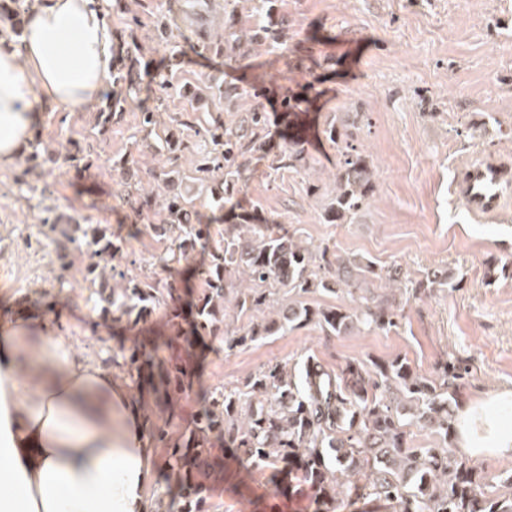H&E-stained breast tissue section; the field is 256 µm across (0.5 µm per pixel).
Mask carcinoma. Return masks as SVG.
Instances as JSON below:
<instances>
[{"label":"carcinoma","instance_id":"obj_1","mask_svg":"<svg viewBox=\"0 0 512 512\" xmlns=\"http://www.w3.org/2000/svg\"><path fill=\"white\" fill-rule=\"evenodd\" d=\"M26 0H0V37L22 35ZM267 23L242 35L234 22L224 24L217 43L202 45L216 55L237 60L268 40L285 45L288 27L266 11ZM135 40L118 38L113 58L112 89L105 92L98 125L106 129L112 116L132 106L144 78L150 76L141 62ZM302 99L285 93L280 110L285 118L301 112ZM146 136L156 135L152 151L178 160L186 149L177 126L160 128L157 113L140 109ZM268 116L256 106L229 122L214 117L196 134L197 152L188 172L164 165L151 171L154 187L138 195L134 209L146 219L143 230L170 243L157 260L160 272L139 277L118 269L123 243L111 227L102 224H50L39 219L40 233L60 252L84 240L89 252L85 280L99 302L97 325L126 321L135 327L161 314L165 332L150 348L134 346L123 356L128 373L150 372L149 392L155 404L179 417L177 403L201 392L190 421L176 437L162 427H150L151 438L166 448L163 464L168 483L182 500L181 512H207L212 484L224 480V463L213 454L216 443L229 441L241 461L271 475L295 476L309 491L316 512H344L361 504V512H512V495L488 491L481 472L449 448L406 447L407 419L449 436L454 430L455 402L466 364L449 360L436 379L414 372L410 363L395 358L384 364L349 360L329 369L311 358L292 374L279 364L261 368L245 388H202L195 374L193 337L218 336L231 350L261 336L307 322H316L328 335L340 336L361 326L389 330L398 324L401 303L361 295L357 306L313 309L302 301L281 306L279 318L238 333L224 329L227 292L238 290L235 307L242 312L261 311L267 296L280 288L301 295L311 288L329 292L343 285L361 291L373 262L341 260L311 251L291 236L273 231V221L257 207L239 213L230 209L232 227L217 233L213 224L192 219L195 199L191 185L207 183L216 207L231 203L239 178L252 157L266 143ZM327 141L340 155L335 176V196L323 212L327 224L352 217L367 203L374 187L366 155L353 146L348 134L332 122L323 129ZM283 166L303 167L308 154L299 139L288 142ZM202 245L209 261L200 271L202 287L191 305V321L172 306L174 265L188 260ZM446 271H434L418 283L415 293L431 294L436 288L457 287Z\"/></svg>","mask_w":512,"mask_h":512}]
</instances>
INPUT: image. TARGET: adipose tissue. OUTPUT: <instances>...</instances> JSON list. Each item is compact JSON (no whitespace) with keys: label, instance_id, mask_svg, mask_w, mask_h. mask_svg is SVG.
<instances>
[{"label":"adipose tissue","instance_id":"1","mask_svg":"<svg viewBox=\"0 0 512 512\" xmlns=\"http://www.w3.org/2000/svg\"><path fill=\"white\" fill-rule=\"evenodd\" d=\"M108 0H33L0 48V165L33 142L44 105L95 103L112 71ZM456 445L512 456V389L462 403ZM153 450L126 382L38 318L0 324V512H146Z\"/></svg>","mask_w":512,"mask_h":512}]
</instances>
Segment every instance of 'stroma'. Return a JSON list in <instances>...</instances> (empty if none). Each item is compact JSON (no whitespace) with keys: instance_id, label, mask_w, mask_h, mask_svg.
Returning a JSON list of instances; mask_svg holds the SVG:
<instances>
[{"instance_id":"obj_1","label":"stroma","mask_w":512,"mask_h":512,"mask_svg":"<svg viewBox=\"0 0 512 512\" xmlns=\"http://www.w3.org/2000/svg\"><path fill=\"white\" fill-rule=\"evenodd\" d=\"M274 14L288 27L287 46L266 44L231 61L200 46L222 34L227 19L245 33L264 23L261 0H112L113 33L133 34L144 58L165 70L169 92L145 84L137 106L104 132L96 107L46 110L34 143L56 164L28 174L19 161L0 165V320L17 307L38 310L100 364L119 349L155 340L157 316L135 327H96L95 296L84 279L87 250L58 257L31 224L49 216L110 225L125 242L122 268L152 274L166 246L141 232L114 163L133 157L141 170L152 166L150 154L134 144L143 106L157 109L162 123L184 121L185 142H196L199 123L187 121L190 105L179 94L189 86L202 96L203 111L224 119L258 101L268 113L267 143L238 183V207L260 205L302 244L403 271L396 293L402 316L388 331L327 336L309 324L231 351L202 337L195 349L205 388L239 387L264 366L299 367L311 356L330 367L404 357L428 377L444 359H459L469 367L460 399L512 389V278L499 272L512 263V207L479 222L453 193L455 177L472 159L512 158V0H275ZM220 84L245 94L225 104ZM287 89L304 95L308 108L311 160L297 170L277 163L285 149L278 105ZM354 112L369 119L355 139L375 170V188L356 215L327 224L321 214L338 155L322 130L333 119L350 123ZM71 139L95 156L85 171L75 172L64 158ZM436 268L448 269L459 287L415 297L417 282ZM222 455L224 481L211 493L209 512H250L255 504L266 512H314L295 478L275 485L242 468L234 448Z\"/></svg>"}]
</instances>
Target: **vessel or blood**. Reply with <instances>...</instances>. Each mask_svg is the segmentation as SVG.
<instances>
[{
  "label": "vessel or blood",
  "mask_w": 512,
  "mask_h": 512,
  "mask_svg": "<svg viewBox=\"0 0 512 512\" xmlns=\"http://www.w3.org/2000/svg\"><path fill=\"white\" fill-rule=\"evenodd\" d=\"M455 191L475 219L492 220L512 206V161L495 156L475 159L462 170Z\"/></svg>",
  "instance_id": "obj_1"
}]
</instances>
